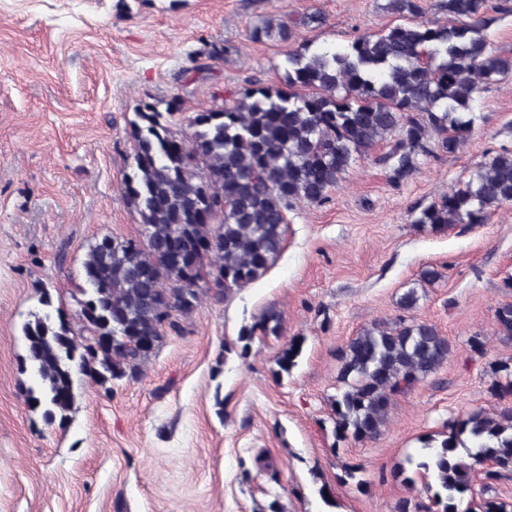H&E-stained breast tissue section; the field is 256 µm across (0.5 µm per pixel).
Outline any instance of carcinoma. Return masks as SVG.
<instances>
[{
    "instance_id": "carcinoma-1",
    "label": "carcinoma",
    "mask_w": 512,
    "mask_h": 512,
    "mask_svg": "<svg viewBox=\"0 0 512 512\" xmlns=\"http://www.w3.org/2000/svg\"><path fill=\"white\" fill-rule=\"evenodd\" d=\"M449 23L416 21L417 0H389L400 23L365 34L334 51L290 52L280 86L253 84L231 104L197 113L189 136L172 131L177 100L166 113L153 105L132 123V171L122 193L142 224L143 239L101 240L90 246L83 280L71 289L80 332L62 307L48 308L23 326L21 371L34 384L27 400L46 423L65 421L74 377L100 385L136 379L167 334L222 282L213 297L251 283L279 254L286 214L299 201L321 204L340 186L354 157L396 135L386 161L390 180L412 175L438 147L453 153L474 123L471 104L479 85L512 72V58L492 51L481 35L488 0H443ZM283 28L267 20L251 38ZM441 136L432 146L433 135ZM512 203V150L494 155L470 179L423 209L414 223L433 232L450 224H485L492 209ZM499 332L512 336V304L496 310ZM263 334L281 333V316L264 312ZM303 342L291 339L277 358L280 370L296 365ZM451 345L439 329L399 318L361 329L342 350L335 432L340 439L376 437L394 396L426 379L448 359ZM468 448V459L456 450ZM436 491L426 512H512L488 495L490 482L512 475V408L490 415L473 411L454 421L438 442L428 439ZM488 465L475 493L473 473Z\"/></svg>"
}]
</instances>
